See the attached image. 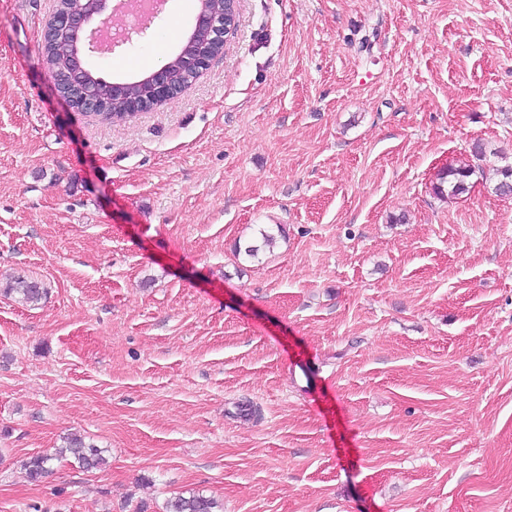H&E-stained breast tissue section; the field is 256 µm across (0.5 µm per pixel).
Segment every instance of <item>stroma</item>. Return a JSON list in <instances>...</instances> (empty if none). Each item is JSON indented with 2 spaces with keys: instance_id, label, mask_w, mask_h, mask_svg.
Wrapping results in <instances>:
<instances>
[{
  "instance_id": "35a3bbf8",
  "label": "stroma",
  "mask_w": 512,
  "mask_h": 512,
  "mask_svg": "<svg viewBox=\"0 0 512 512\" xmlns=\"http://www.w3.org/2000/svg\"><path fill=\"white\" fill-rule=\"evenodd\" d=\"M54 6L0 0V290L47 289L0 293V512H512V0H241L114 123L60 101ZM158 22L92 63L175 53L191 0ZM70 433L106 466L29 481ZM237 2V0H227L226 8L224 3L223 15L208 12L204 8L200 9L194 17L193 34L205 44L219 43L223 46L237 26ZM215 58L184 57L178 73L172 72L167 65H161L153 70L146 79L150 83L159 104L175 97L191 85L203 71L207 70ZM474 170L471 165L463 164L458 166H449L448 170L442 174L440 184L434 186V192L437 195H443L446 192L443 184L447 183L448 197L458 196L468 190V178ZM3 292L6 295H18V298L22 302L30 306H35L40 303L47 294V290L40 280L25 273H18L17 276L13 278V281L4 288ZM220 503L203 493H192L188 497L178 496L169 503L167 512H222Z\"/></svg>"
}]
</instances>
